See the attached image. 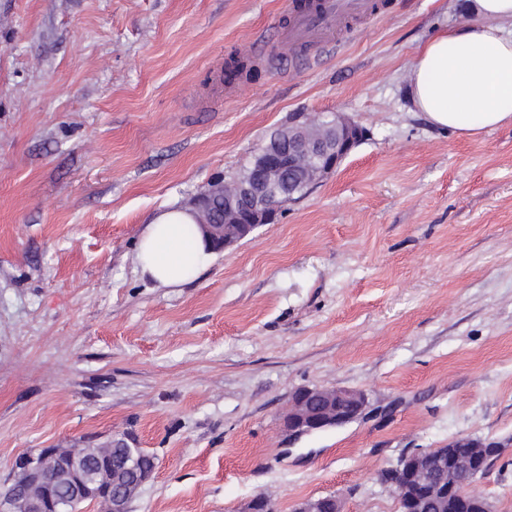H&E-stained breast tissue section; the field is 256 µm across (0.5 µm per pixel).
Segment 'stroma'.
Wrapping results in <instances>:
<instances>
[{
	"label": "stroma",
	"instance_id": "obj_1",
	"mask_svg": "<svg viewBox=\"0 0 512 512\" xmlns=\"http://www.w3.org/2000/svg\"><path fill=\"white\" fill-rule=\"evenodd\" d=\"M380 3L286 50L291 0H0V489L23 454L121 440L156 462L131 512H397L382 472L471 436L506 448L472 491L512 512V126L461 138L411 102L464 0ZM292 112L364 136L193 282L142 276L148 221ZM304 387L368 414L289 442Z\"/></svg>",
	"mask_w": 512,
	"mask_h": 512
}]
</instances>
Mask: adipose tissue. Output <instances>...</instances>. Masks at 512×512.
Segmentation results:
<instances>
[{
  "instance_id": "obj_1",
  "label": "adipose tissue",
  "mask_w": 512,
  "mask_h": 512,
  "mask_svg": "<svg viewBox=\"0 0 512 512\" xmlns=\"http://www.w3.org/2000/svg\"><path fill=\"white\" fill-rule=\"evenodd\" d=\"M471 23L434 35L409 71L416 109L436 127L473 138L512 126V0H468ZM138 263L160 285L195 279L213 253L193 215L172 209L146 224Z\"/></svg>"
}]
</instances>
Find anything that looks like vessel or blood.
I'll list each match as a JSON object with an SVG mask.
<instances>
[{
  "instance_id": "1",
  "label": "vessel or blood",
  "mask_w": 512,
  "mask_h": 512,
  "mask_svg": "<svg viewBox=\"0 0 512 512\" xmlns=\"http://www.w3.org/2000/svg\"><path fill=\"white\" fill-rule=\"evenodd\" d=\"M378 12L376 0H312L311 4L294 8L290 24L280 34V43L286 48L320 46L346 17H371Z\"/></svg>"
}]
</instances>
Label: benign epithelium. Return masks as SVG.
<instances>
[{
    "label": "benign epithelium",
    "instance_id": "1",
    "mask_svg": "<svg viewBox=\"0 0 512 512\" xmlns=\"http://www.w3.org/2000/svg\"><path fill=\"white\" fill-rule=\"evenodd\" d=\"M307 122L302 115L293 114L288 119V128L283 130L288 142V157L312 156L320 164L303 172L298 179L296 191L303 192L334 172L340 162L350 153L362 137V129L355 123L337 114L326 116L328 135L313 142L307 137ZM262 172L249 183L235 181L229 187L224 202V217L211 220L203 210V198L193 199L192 207L203 235L213 250H223L248 236L261 224L275 221L282 205L277 176L283 170L281 157L261 149ZM368 400L364 393L319 387H304L293 393L290 409L284 419L288 441H295L328 428H335L357 421L366 416ZM403 481L394 483L395 493L405 512H426L434 501L448 499L453 495L458 508L470 506L468 487L445 482L446 465L467 475L473 482L481 472L471 459L461 457L448 448L442 450L434 462L424 460V455L412 452L403 456ZM19 472L25 482L37 484L52 472L55 478L68 487L66 498H59L48 491L43 497L28 499L21 495V487L14 488L8 507L12 512H63L69 499H91L104 502L105 512H130L133 494L121 491L105 497L111 479L91 461L61 454L58 448H44L38 453H27L18 459ZM296 512H342L341 500L337 497L308 499Z\"/></svg>",
    "mask_w": 512,
    "mask_h": 512
}]
</instances>
